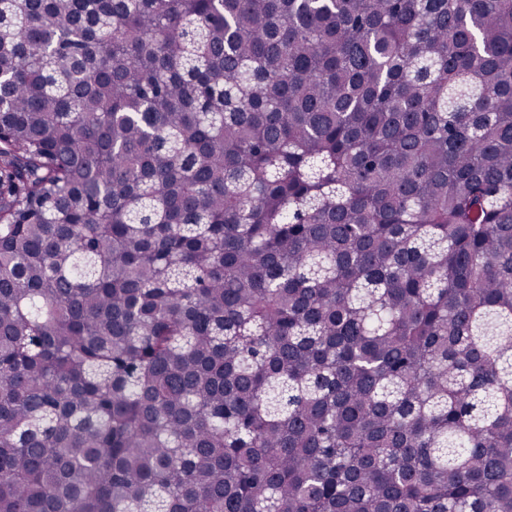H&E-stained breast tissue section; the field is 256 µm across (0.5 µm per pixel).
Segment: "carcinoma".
Masks as SVG:
<instances>
[{"instance_id": "1", "label": "carcinoma", "mask_w": 512, "mask_h": 512, "mask_svg": "<svg viewBox=\"0 0 512 512\" xmlns=\"http://www.w3.org/2000/svg\"><path fill=\"white\" fill-rule=\"evenodd\" d=\"M0 512H512V0H0Z\"/></svg>"}]
</instances>
